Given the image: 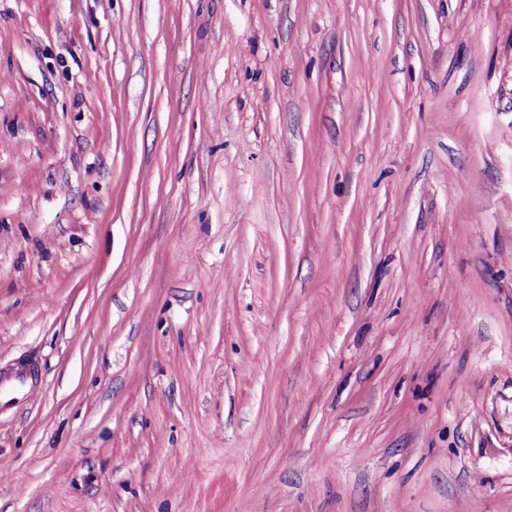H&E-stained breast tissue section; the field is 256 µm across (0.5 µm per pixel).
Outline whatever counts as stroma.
I'll return each mask as SVG.
<instances>
[{"mask_svg": "<svg viewBox=\"0 0 512 512\" xmlns=\"http://www.w3.org/2000/svg\"><path fill=\"white\" fill-rule=\"evenodd\" d=\"M0 512H512V0H0Z\"/></svg>", "mask_w": 512, "mask_h": 512, "instance_id": "1", "label": "stroma"}]
</instances>
